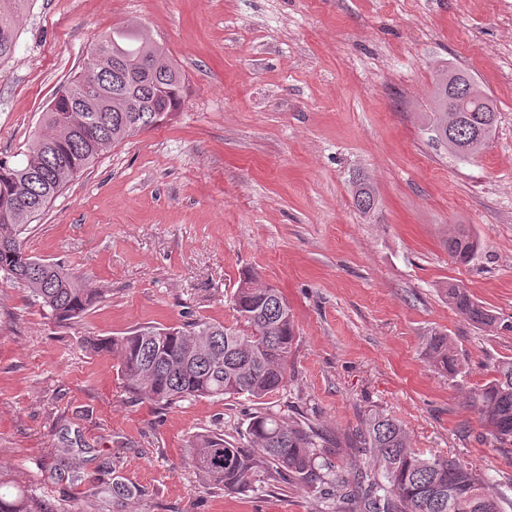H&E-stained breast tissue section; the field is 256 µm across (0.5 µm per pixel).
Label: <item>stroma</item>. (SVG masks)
I'll list each match as a JSON object with an SVG mask.
<instances>
[{"mask_svg":"<svg viewBox=\"0 0 512 512\" xmlns=\"http://www.w3.org/2000/svg\"><path fill=\"white\" fill-rule=\"evenodd\" d=\"M138 22L185 71V104L78 174L31 224V255L103 290L59 324L0 282V473L69 512H115L112 484L137 486L126 512H336L285 478L246 492L205 485L195 434L242 440L246 397L155 404L129 393L86 338L144 324H232L243 274L279 288L295 324L283 417L339 439L332 465L376 410L413 448L476 465L512 500V447L467 401L512 357V0H34L0 64V158L22 159L56 90L90 47ZM467 69L497 106L495 135L468 163L426 129L433 79ZM378 205L362 214L352 182ZM462 224L480 247L454 261ZM456 283L500 319L486 332L448 303ZM447 334L460 373L432 367ZM96 495H86L88 486ZM353 201L357 209L366 214L375 209L377 198L373 183L365 178L359 177L353 182Z\"/></svg>","mask_w":512,"mask_h":512,"instance_id":"stroma-1","label":"stroma"}]
</instances>
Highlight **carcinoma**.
Listing matches in <instances>:
<instances>
[{
	"label": "carcinoma",
	"instance_id": "1",
	"mask_svg": "<svg viewBox=\"0 0 512 512\" xmlns=\"http://www.w3.org/2000/svg\"><path fill=\"white\" fill-rule=\"evenodd\" d=\"M33 0H0V63L15 51L19 21ZM109 40L91 49L95 83L86 69L56 97L77 96L82 107L63 112L51 103L42 112L44 129L18 164L0 159V278L29 290L34 302L59 323L81 318L99 291L63 265L28 253L22 235L29 224L77 175L113 147L163 122L185 103L186 74L163 43L140 26H116ZM468 86L461 111H448V85ZM497 123L494 100L467 71L448 69L434 86L428 115L432 139L460 162L476 157ZM353 201L366 214L375 209L373 183L353 182ZM448 254L469 261L478 241L463 225L448 232ZM448 303L467 323L492 332L499 318L460 285L448 286ZM236 324L197 321L188 327L140 326L124 336L89 338L86 350L117 357L128 390L171 405L180 401L245 395L258 403L285 387L295 341L293 314L281 291L247 275L234 294ZM432 366L450 375L462 360L448 337L434 332L426 343ZM469 406L488 433L512 446V358L499 360L493 376L476 388ZM247 443L220 433L197 435L188 454L201 479L230 491L252 489L280 475L316 490L321 498L353 505V512H504L505 498L487 492L485 476L452 457L426 455L411 446L406 428L374 412L360 421L352 444L365 457L351 472L332 475L318 461L323 438L310 424L288 421L268 409L254 413ZM0 512H65L33 502L19 490L0 494Z\"/></svg>",
	"mask_w": 512,
	"mask_h": 512
}]
</instances>
